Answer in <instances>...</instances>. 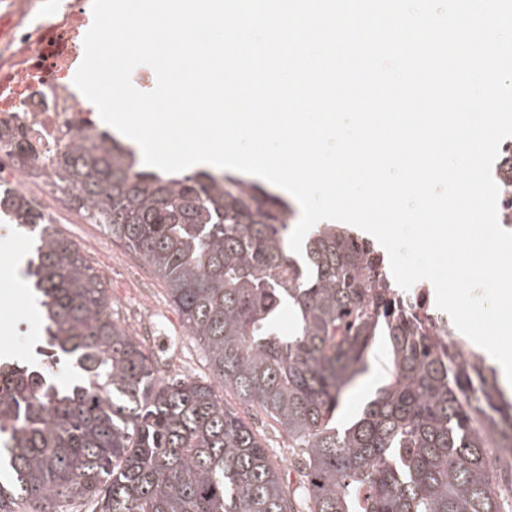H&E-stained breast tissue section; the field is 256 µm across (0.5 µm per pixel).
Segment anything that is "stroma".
Returning a JSON list of instances; mask_svg holds the SVG:
<instances>
[{"mask_svg": "<svg viewBox=\"0 0 512 512\" xmlns=\"http://www.w3.org/2000/svg\"><path fill=\"white\" fill-rule=\"evenodd\" d=\"M17 0H0V113L15 104L32 100L42 79L30 69L40 51L33 32L75 25L78 15H91L92 0H30L29 12L16 7ZM56 227L88 259L105 283L113 320L145 347L157 380L181 374L199 381L212 380L197 342L191 338L179 314L170 304L166 290L153 270L134 252L98 224H72L67 214L55 218ZM12 253V260L0 262V362L42 366L60 382L71 377L69 367L52 357L37 321L34 300L25 288L20 270L25 265V244L14 224L0 213V253ZM390 367L384 347L369 358V371L346 397L340 418L361 409L373 391L382 385ZM224 404L252 429L270 460L290 484L301 456L289 447L287 437L272 419L239 400L231 390L222 393Z\"/></svg>", "mask_w": 512, "mask_h": 512, "instance_id": "obj_1", "label": "stroma"}]
</instances>
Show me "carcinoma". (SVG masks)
<instances>
[{"label":"carcinoma","instance_id":"1","mask_svg":"<svg viewBox=\"0 0 512 512\" xmlns=\"http://www.w3.org/2000/svg\"><path fill=\"white\" fill-rule=\"evenodd\" d=\"M0 152L153 269L217 380L156 381L101 275L33 197L0 189L34 253L48 344L76 370L60 384L0 368V512H295L219 386L302 450L306 512H503L487 454L512 463V400L393 301L380 259L347 229L324 224L297 254L279 197L224 173L146 170L96 126L44 157L7 126ZM381 337L387 381L340 429Z\"/></svg>","mask_w":512,"mask_h":512}]
</instances>
